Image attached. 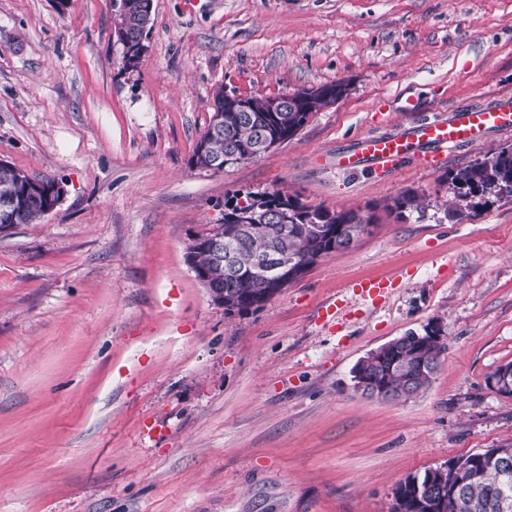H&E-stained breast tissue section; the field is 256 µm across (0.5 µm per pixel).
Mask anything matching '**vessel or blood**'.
Returning a JSON list of instances; mask_svg holds the SVG:
<instances>
[{
	"label": "vessel or blood",
	"instance_id": "obj_1",
	"mask_svg": "<svg viewBox=\"0 0 512 512\" xmlns=\"http://www.w3.org/2000/svg\"><path fill=\"white\" fill-rule=\"evenodd\" d=\"M494 128H512V101L503 100L491 109H462L450 118L435 119L417 125L411 135L361 139L355 152L338 155L337 167L353 169L363 162L380 168L399 166L412 147L430 146L424 154L425 163H435L438 156L448 150L467 144Z\"/></svg>",
	"mask_w": 512,
	"mask_h": 512
}]
</instances>
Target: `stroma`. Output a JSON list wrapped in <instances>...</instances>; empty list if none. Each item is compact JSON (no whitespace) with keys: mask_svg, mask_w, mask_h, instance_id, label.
Masks as SVG:
<instances>
[{"mask_svg":"<svg viewBox=\"0 0 512 512\" xmlns=\"http://www.w3.org/2000/svg\"><path fill=\"white\" fill-rule=\"evenodd\" d=\"M153 4L129 68L112 0H0V160L66 189L0 229V512H391L407 476L512 443V398L487 384L512 362V194L452 182L512 128L429 167L417 150L335 165L364 136L512 97V0ZM333 81L346 94L287 143L192 165L217 88ZM279 190L372 230L225 315L187 248L227 200ZM378 278L389 293L364 297ZM431 324L448 349L424 393L354 389L362 357Z\"/></svg>","mask_w":512,"mask_h":512,"instance_id":"obj_1","label":"stroma"}]
</instances>
